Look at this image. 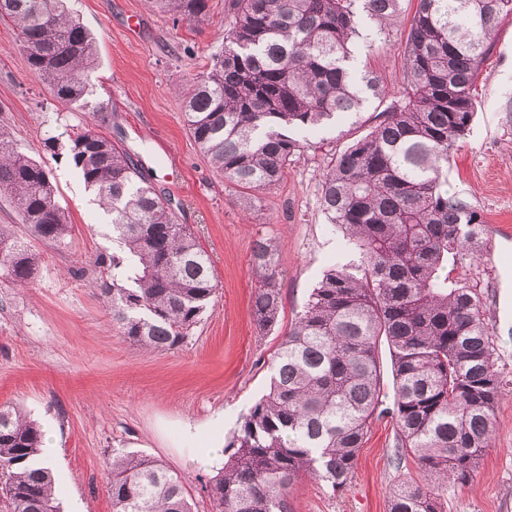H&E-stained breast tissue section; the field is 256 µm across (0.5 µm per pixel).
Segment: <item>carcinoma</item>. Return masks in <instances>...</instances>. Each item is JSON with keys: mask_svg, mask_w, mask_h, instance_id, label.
Listing matches in <instances>:
<instances>
[{"mask_svg": "<svg viewBox=\"0 0 512 512\" xmlns=\"http://www.w3.org/2000/svg\"><path fill=\"white\" fill-rule=\"evenodd\" d=\"M173 22H200L208 0H153ZM224 48L184 92L188 129L213 168L244 189L278 185L301 142L288 131L323 127L386 97L353 64L359 39L400 22L399 0H229ZM512 0H418L404 55V88L381 121L333 155L319 204L358 261L324 271L272 360L269 392L245 416L228 458L204 483L211 512H293L291 489L314 476L331 489L351 479L376 413L395 419L397 461L414 456L422 482L395 486L389 512H441L439 489L466 483L495 431L502 379L482 294L456 267L481 262L483 218L448 194L445 171L476 114L473 87L498 20ZM31 70L53 99L86 105L97 65L92 34L66 0H0ZM105 205L119 251L99 255L93 280L123 338L150 352L181 346L218 292L209 255L146 179L142 166L85 124L50 136ZM0 192L39 241L70 244L51 170L0 126ZM281 243L260 238L250 255L259 331L282 309ZM38 257L0 224V270L21 288ZM393 383L385 391L379 342ZM43 432L0 405V512H60ZM112 512H193L181 479L162 463L114 450L105 462Z\"/></svg>", "mask_w": 512, "mask_h": 512, "instance_id": "cac0c4a2", "label": "carcinoma"}]
</instances>
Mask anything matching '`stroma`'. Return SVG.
I'll return each instance as SVG.
<instances>
[{
	"label": "stroma",
	"instance_id": "stroma-1",
	"mask_svg": "<svg viewBox=\"0 0 512 512\" xmlns=\"http://www.w3.org/2000/svg\"><path fill=\"white\" fill-rule=\"evenodd\" d=\"M97 42L90 74L93 101L104 111L64 109L33 73L0 23V125L33 157L45 158L56 199L73 225L58 250L40 241L34 283L14 287L0 274V404L37 422L55 446L60 512H112L105 461L123 448L161 460L182 478L195 512H210L202 490L216 465L198 460L213 443L227 445L250 408L269 388L271 362L311 290L331 265L346 263L342 235L319 207L320 180L333 154L366 135L384 107L372 99L361 112L299 133L303 144L285 178L254 192L226 183L190 136L182 93L224 44L230 21L225 0H209L198 23H174L149 0H70ZM403 18L386 38L354 46L360 69L390 94L403 84L408 21L417 0H400ZM473 131L448 165L449 193L466 198L486 226H512V15L503 18L476 81ZM90 122L138 159L170 203L179 223L193 227L210 255L220 292L192 336L171 352H146L118 333L105 303L77 267L111 254L112 227L95 194L66 157L48 158L43 140L67 126ZM281 242L283 308L276 325L258 331L252 316L256 281L249 259L254 242ZM512 240L485 234L484 257L467 269L483 296L504 379L496 430L482 465L467 483L449 482L442 512H512V272L497 262ZM395 423L375 416L351 480L331 490L305 477L292 491L294 512H388L393 487L419 480L413 458L395 461Z\"/></svg>",
	"mask_w": 512,
	"mask_h": 512
}]
</instances>
